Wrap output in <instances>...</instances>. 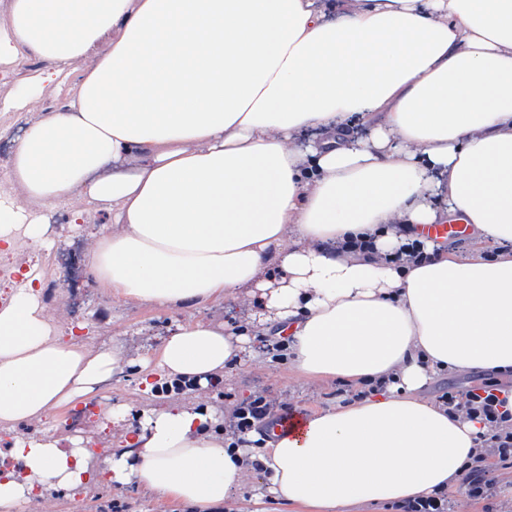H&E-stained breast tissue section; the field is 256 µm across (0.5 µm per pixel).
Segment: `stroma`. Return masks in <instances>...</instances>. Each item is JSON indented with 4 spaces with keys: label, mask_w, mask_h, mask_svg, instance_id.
<instances>
[{
    "label": "stroma",
    "mask_w": 512,
    "mask_h": 512,
    "mask_svg": "<svg viewBox=\"0 0 512 512\" xmlns=\"http://www.w3.org/2000/svg\"><path fill=\"white\" fill-rule=\"evenodd\" d=\"M45 67V61L31 55L21 61L14 74L0 79V148L7 152H14L32 122L65 103V94L46 92L30 96L23 109L6 108V101L19 96L25 82ZM81 207V202L72 200L46 208V216L55 223L53 245L36 251L21 243L8 252L7 260L23 271L38 265L42 272L41 300L54 314L60 329L65 331L78 323H90V330L84 333L89 348L105 351L113 344H123L125 365L111 383L98 388L93 414L81 422H74L73 417L85 410L82 401L52 411L40 420L16 425L14 431L0 429V462L8 461V446L14 434L38 436L49 431L61 437L89 438L98 443L106 432L117 433L122 429L121 423H105L107 406L128 405L138 410L147 402L162 407L170 400L169 395L158 392L145 396L137 383L139 370L170 330L196 313L189 308L167 310L118 302L105 295L90 273L88 249L91 233L106 225L108 215L97 211L87 214L85 223H65V216ZM248 347L252 359L221 381L190 391V398L200 399L227 415L237 404L257 393L267 395L277 406L304 414L339 403L342 382L296 377L288 361L274 360L267 334L251 333ZM490 468L495 480L492 497L475 501L465 490H448L444 497L449 512H512V466L494 461ZM116 503L124 505L125 512H193L192 508L177 506L132 486L117 490L109 485L57 496L51 503V512H113Z\"/></svg>",
    "instance_id": "35a3bbf8"
}]
</instances>
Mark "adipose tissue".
I'll return each instance as SVG.
<instances>
[{
  "mask_svg": "<svg viewBox=\"0 0 512 512\" xmlns=\"http://www.w3.org/2000/svg\"><path fill=\"white\" fill-rule=\"evenodd\" d=\"M47 64L26 95L62 90L17 145L0 244L49 247L41 208L109 214L89 265L113 299L178 309L246 295L249 326L197 320L155 369L199 386L246 360L249 327H288L302 377L381 391L313 411L301 433L227 447L200 401L145 407L92 462L81 439L15 436L0 512H38L108 475L211 512L261 484L248 512L352 508L460 488L478 421L422 395L446 371L512 378V0H11L0 67ZM91 57L78 78L67 62ZM366 125L367 136L356 132ZM473 225L469 255L388 261L402 227ZM374 240V252L345 243ZM278 276L268 275L267 263ZM38 267L0 306V426L75 405L124 349L64 340Z\"/></svg>",
  "mask_w": 512,
  "mask_h": 512,
  "instance_id": "ef3b65f1",
  "label": "adipose tissue"
}]
</instances>
